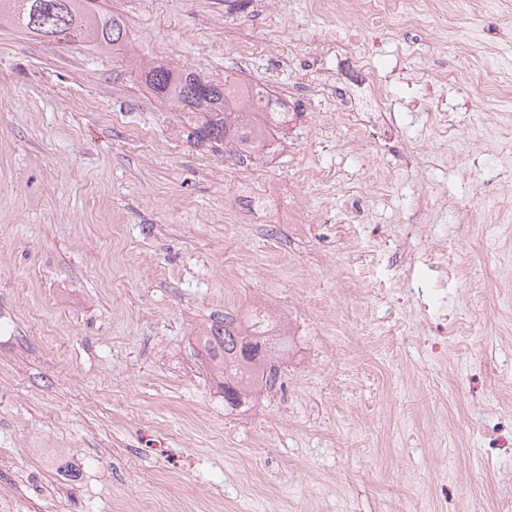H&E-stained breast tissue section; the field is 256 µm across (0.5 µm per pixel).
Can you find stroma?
<instances>
[{"mask_svg": "<svg viewBox=\"0 0 512 512\" xmlns=\"http://www.w3.org/2000/svg\"><path fill=\"white\" fill-rule=\"evenodd\" d=\"M127 50L0 27V491L15 512H512V0L443 37L363 30L307 0H100ZM295 30L262 35L272 16ZM262 40L242 60L225 44ZM469 70L442 82L444 58ZM263 84L289 125L239 182L129 56ZM365 57L361 70L350 56ZM362 103L341 148L336 92ZM391 113H382L381 104ZM438 108L458 166L422 141ZM373 164L363 246L344 202ZM451 258L458 275L432 293ZM288 323L276 386L224 405L201 341Z\"/></svg>", "mask_w": 512, "mask_h": 512, "instance_id": "35a3bbf8", "label": "stroma"}]
</instances>
